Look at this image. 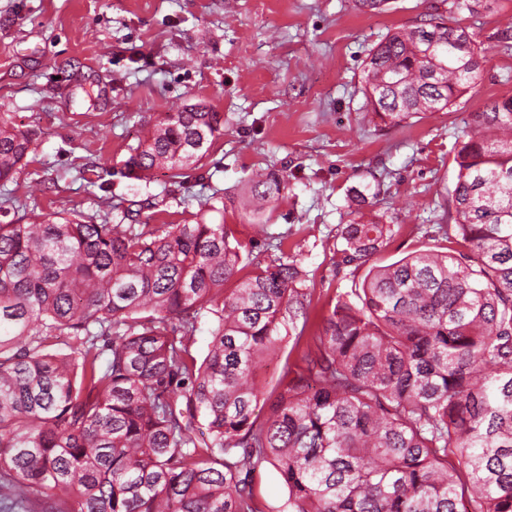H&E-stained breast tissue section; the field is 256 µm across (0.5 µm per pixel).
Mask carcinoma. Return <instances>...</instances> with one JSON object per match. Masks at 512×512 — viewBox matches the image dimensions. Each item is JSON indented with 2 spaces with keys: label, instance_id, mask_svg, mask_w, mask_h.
<instances>
[{
  "label": "carcinoma",
  "instance_id": "carcinoma-1",
  "mask_svg": "<svg viewBox=\"0 0 512 512\" xmlns=\"http://www.w3.org/2000/svg\"><path fill=\"white\" fill-rule=\"evenodd\" d=\"M485 49L430 14L368 53L366 105L398 125L443 112L483 77ZM223 116L169 112L126 161L182 176ZM32 135L0 125V181ZM443 218L468 252L372 263L394 225L357 208L343 262L368 266L309 337L304 366L273 390L255 374L290 336L313 289L282 252L250 271L231 224L47 217L0 224V494L4 512H264L274 466L280 512H512V95L470 114ZM288 189L274 171L255 197ZM121 211L115 224L109 214ZM206 327V354L193 353ZM67 332L64 352L50 349ZM258 489L261 501L268 506L265 508L266 512H276L280 509L288 495L277 469L269 464L262 468L258 476Z\"/></svg>",
  "mask_w": 512,
  "mask_h": 512
}]
</instances>
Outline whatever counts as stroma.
Returning <instances> with one entry per match:
<instances>
[{
	"mask_svg": "<svg viewBox=\"0 0 512 512\" xmlns=\"http://www.w3.org/2000/svg\"><path fill=\"white\" fill-rule=\"evenodd\" d=\"M440 12L486 49L484 78L451 110L390 126L364 106L361 70L389 29ZM512 0L453 7L450 0H391L363 13L354 0H0V125L37 139L14 180L0 181V222L47 215L96 217L107 193L139 206V224L236 225L250 262L283 248L314 290L307 332L350 290L342 262L347 190L370 185L367 210L393 224L378 261L418 249H457L438 224L455 179L451 150L469 113L512 94V54L493 38ZM201 103L224 133L183 177L123 167L139 139L175 107ZM270 169L288 180L259 227L248 178ZM224 197L213 212L214 194ZM284 342L259 366L271 393L301 364Z\"/></svg>",
	"mask_w": 512,
	"mask_h": 512,
	"instance_id": "35a3bbf8",
	"label": "stroma"
}]
</instances>
